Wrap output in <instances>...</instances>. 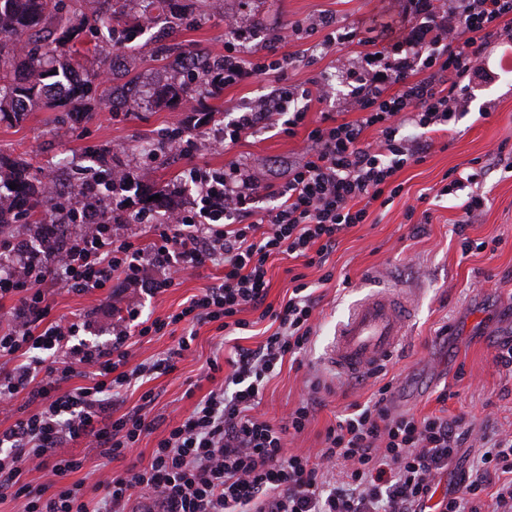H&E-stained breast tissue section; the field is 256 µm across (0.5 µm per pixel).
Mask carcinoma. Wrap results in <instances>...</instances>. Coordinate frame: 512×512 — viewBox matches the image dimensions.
Listing matches in <instances>:
<instances>
[{"label": "carcinoma", "mask_w": 512, "mask_h": 512, "mask_svg": "<svg viewBox=\"0 0 512 512\" xmlns=\"http://www.w3.org/2000/svg\"><path fill=\"white\" fill-rule=\"evenodd\" d=\"M119 0L108 5L111 14L86 15L80 0H0V121L19 123L37 107L60 113L64 122L94 105L114 108L127 105V92L99 79L100 72L113 76L118 66L117 54L97 55L99 42L108 40L112 48L123 53L134 37L124 14L117 8ZM93 67L84 73L85 61ZM179 80L156 93L160 104H173L199 82L212 67L224 66L222 60L195 58L190 52L173 55ZM9 177L0 182V226L28 219L46 223L43 204L51 198L46 184L31 172V165H10ZM123 174L109 168L100 172L96 185L108 192L121 185ZM16 188H10V185Z\"/></svg>", "instance_id": "carcinoma-1"}]
</instances>
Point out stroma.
Here are the masks:
<instances>
[{
	"label": "stroma",
	"mask_w": 512,
	"mask_h": 512,
	"mask_svg": "<svg viewBox=\"0 0 512 512\" xmlns=\"http://www.w3.org/2000/svg\"><path fill=\"white\" fill-rule=\"evenodd\" d=\"M194 20L177 23L172 16L144 23L143 0H121L129 24L139 26L135 47L126 51L122 73L115 85L130 84L137 104L117 110L99 106L76 121L62 124L54 111L38 108L21 123L0 121V157L32 164L41 179L56 172L61 158L71 166L70 183L90 179L92 172L116 167L129 179L127 190L115 191L113 207L134 213L143 206L142 190L150 186L171 193L175 207H190L196 193L187 177L191 167L220 169L232 160L243 162L263 186H280L288 171L309 148L307 135L322 113L340 122L358 120L346 99L345 74L367 52L366 41L376 38L388 44L401 35L411 17L397 0H181ZM234 17L245 30L251 49L287 55L293 64L284 75L269 74L229 85L219 95H200L190 90L181 103L160 107L154 102L158 89L171 83L174 72L159 58L161 48L178 44L198 49L209 57L224 55L228 38L225 17ZM327 17L337 28L355 30L352 41L323 48L326 29L317 22ZM308 25L303 35L292 34L295 24ZM489 65L494 78L475 74V99L467 114L452 131L434 136L425 160L405 167L398 175L402 192L393 203H373L365 223L339 236V243L324 267H303L301 260L281 254L268 262V299L280 303L292 292V273H304L305 281L318 300L315 333L296 360L285 362L270 378L260 405L267 419H284L302 401L315 397L316 406L302 433L288 437L291 452L311 454L322 446L325 431L338 416L355 403L375 399L381 386H389V401L399 403L401 412L419 416L447 408L449 416L463 417L469 434L447 471L439 475L438 493L456 486L460 470L471 469L481 455L483 438L512 434V370L497 360L503 345L512 343V172H503L496 155L498 145L512 150V70L503 59L512 50L489 48ZM322 85L325 97L313 102L304 124L295 135L281 133L279 126L242 137L229 146L217 143L225 124L268 93L270 86ZM492 102L490 116H483L485 102ZM181 127L192 132L196 149L184 157L178 148H160L163 134ZM100 156L89 157L90 148ZM479 159L485 168L478 192L488 204L473 217H466L463 204L467 191L439 196L448 172ZM414 216H407L408 206ZM468 220L466 237L477 249L461 250V237L454 224ZM331 280H324V272ZM224 273L223 265L207 264L188 272L179 283L161 293L124 284L114 276L111 287L52 296V314L79 319L80 339L108 346L112 324L137 310L140 319L163 318L180 311L183 304ZM376 292L403 293L414 314L408 336L384 364L378 376L354 382L328 358L338 323L350 308ZM194 333L192 352L178 360L169 374L139 381L124 394L122 411L141 403L144 392L156 396L149 413L155 428L143 435L133 456L107 461L101 449L81 444L62 448L65 456L79 458L80 470L66 477L46 467L27 472L25 483L37 491L53 494L62 483L79 482L85 498L101 495L97 480L103 464L124 473L147 463L166 426L183 420L209 393L207 363L229 357L230 349L215 324L190 327L177 325L164 335L135 337L130 366L151 364L176 348L180 336ZM319 384L311 393V384ZM449 390L447 404L437 401Z\"/></svg>",
	"instance_id": "1"
}]
</instances>
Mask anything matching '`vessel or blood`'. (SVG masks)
<instances>
[{
  "mask_svg": "<svg viewBox=\"0 0 512 512\" xmlns=\"http://www.w3.org/2000/svg\"><path fill=\"white\" fill-rule=\"evenodd\" d=\"M409 307L403 299L381 293L353 306L341 323L329 357L351 376H362L385 361L407 335Z\"/></svg>",
  "mask_w": 512,
  "mask_h": 512,
  "instance_id": "1",
  "label": "vessel or blood"
}]
</instances>
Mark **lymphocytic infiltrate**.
<instances>
[{
  "mask_svg": "<svg viewBox=\"0 0 512 512\" xmlns=\"http://www.w3.org/2000/svg\"><path fill=\"white\" fill-rule=\"evenodd\" d=\"M406 0L411 21L404 33L367 52L352 70L349 92L359 121L323 116L308 138L304 159L275 190L276 206L260 208L259 184L238 161L224 169H190L200 209H183L154 228L148 246L114 235L113 225L132 220L87 201L59 210L58 219L78 225L62 250L19 240L0 256V297L15 306L0 317V412L14 401L39 403L37 412L17 418L0 432V498L22 500V512H126L129 501L154 503L157 512H512V435L489 438L486 455L462 474L460 495L436 497L435 479L448 467L462 439L461 419L442 415H394L383 400L354 405L325 432L315 456L292 454L287 433H302L311 417L303 402L276 424L258 415L264 387L286 357L305 348L314 333L317 302L302 275L280 305L268 303L266 264L286 254L304 266H322L344 230L365 223L377 200L393 202L402 191L397 173L425 160L431 134L449 131L466 111L475 89L477 63L494 44L512 48V0ZM224 68L208 73L205 84L232 85L288 69L287 57L258 55L242 45V30L230 31ZM319 88L275 86L259 107L248 108L224 126L237 142L273 118L294 134ZM375 128L374 142L363 132ZM414 135H407V128ZM220 263L224 275L185 302L180 312L151 323L129 311L112 325V343L102 348L80 341L78 322L53 318L46 284L84 292L108 288L114 274L131 285L158 293L176 277ZM165 269L162 279L144 281L145 266ZM275 322L257 348L234 346L226 364L210 360L224 386L211 390L182 422L168 426L146 465L124 476L102 472L103 495L84 499L82 486L60 487L50 496L33 493L25 472L51 465L58 476L81 468L57 448L85 443L115 460L133 453L153 430L144 410L155 401L145 392L140 410L122 415V393L147 375L171 373L191 351L192 336L152 365L129 367L131 336L156 335L181 322L217 323L225 335L247 330L245 310ZM92 370V385L61 391L62 382ZM506 475L489 491L490 474Z\"/></svg>",
  "mask_w": 512,
  "mask_h": 512,
  "instance_id": "lymphocytic-infiltrate-1",
  "label": "lymphocytic infiltrate"
}]
</instances>
